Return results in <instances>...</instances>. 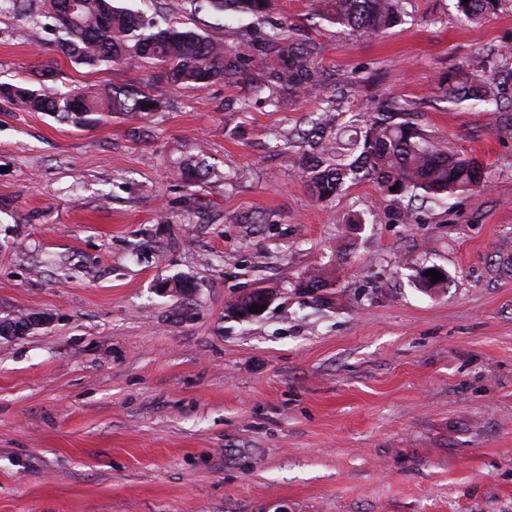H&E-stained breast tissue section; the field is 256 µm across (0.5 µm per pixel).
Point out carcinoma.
<instances>
[{
    "label": "carcinoma",
    "instance_id": "cac0c4a2",
    "mask_svg": "<svg viewBox=\"0 0 512 512\" xmlns=\"http://www.w3.org/2000/svg\"><path fill=\"white\" fill-rule=\"evenodd\" d=\"M505 0H456L459 19L479 25ZM193 10L210 7L240 17L262 16L272 0H190ZM46 12L62 33L59 48L78 64L96 66L122 62L138 68L160 69L157 81L170 86L201 88L215 80H230L254 62L264 71L256 88L273 103L280 93L300 96L324 82L319 49L298 38L281 22L270 24L262 42L238 47L212 42L186 27L161 26L155 18L130 10L124 0H44ZM71 20L58 23L67 8ZM325 20L351 33L376 36L395 26L402 0H318ZM444 98L454 104L485 106L494 113L512 112V53H477L461 71L441 82ZM0 99L27 112H50L62 122L84 128L91 115L102 112L148 115L165 104L164 95L144 90L84 89L76 97L52 87L31 89L0 83ZM300 151L289 155L302 169L319 200L369 179L386 202L403 199L442 201L475 194L485 187L478 162L451 151L447 142L415 122L404 105L381 102L363 112H341L328 105L313 126L297 133Z\"/></svg>",
    "mask_w": 512,
    "mask_h": 512
}]
</instances>
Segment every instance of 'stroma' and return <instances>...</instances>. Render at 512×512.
<instances>
[{
  "label": "stroma",
  "instance_id": "1",
  "mask_svg": "<svg viewBox=\"0 0 512 512\" xmlns=\"http://www.w3.org/2000/svg\"><path fill=\"white\" fill-rule=\"evenodd\" d=\"M41 4L0 11V82L151 85L72 62ZM129 4L228 46L262 33L190 0ZM403 11L378 37L312 0L269 16L319 44L328 86L362 82L349 109L410 103L482 161L485 191L416 224L369 180L317 200L288 136L325 95L258 100L256 64L81 129L0 101V321L39 320L0 337V512H512V134L437 91L475 52L512 49V0L476 26L456 0ZM187 160L209 170L190 187ZM431 266L447 287L419 288ZM257 287L277 289L270 308L228 316Z\"/></svg>",
  "mask_w": 512,
  "mask_h": 512
}]
</instances>
